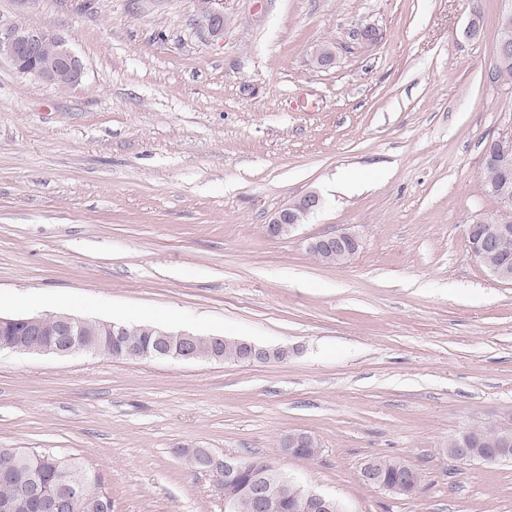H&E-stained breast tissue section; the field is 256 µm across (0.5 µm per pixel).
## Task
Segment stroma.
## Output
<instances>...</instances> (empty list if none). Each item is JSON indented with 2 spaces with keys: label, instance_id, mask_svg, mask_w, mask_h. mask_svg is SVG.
I'll list each match as a JSON object with an SVG mask.
<instances>
[{
  "label": "stroma",
  "instance_id": "obj_1",
  "mask_svg": "<svg viewBox=\"0 0 512 512\" xmlns=\"http://www.w3.org/2000/svg\"><path fill=\"white\" fill-rule=\"evenodd\" d=\"M502 0H0L67 36L58 89L0 62V313H68L283 346L286 361L0 351V448L75 458L112 512H224L180 451L267 460L347 512H512V461L448 440L512 423V284L472 257ZM480 14L479 37L464 30ZM361 24L378 32L361 47ZM329 46L333 66L313 60ZM314 192L290 234L264 226ZM361 240L327 266L311 238ZM310 433L313 458L281 438ZM398 457L412 497L364 484Z\"/></svg>",
  "mask_w": 512,
  "mask_h": 512
}]
</instances>
